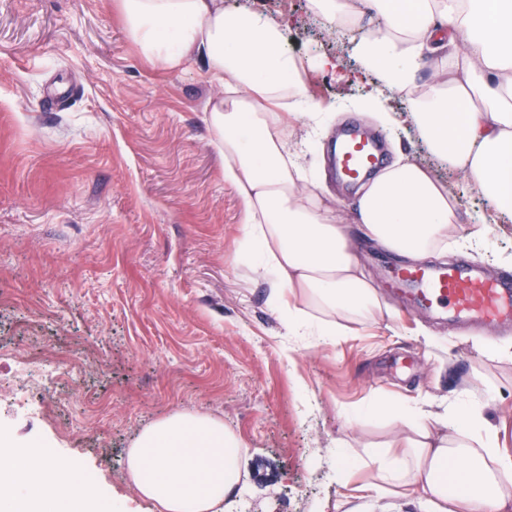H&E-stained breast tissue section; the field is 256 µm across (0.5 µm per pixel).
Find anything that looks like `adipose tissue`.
I'll return each instance as SVG.
<instances>
[{
	"label": "adipose tissue",
	"instance_id": "1",
	"mask_svg": "<svg viewBox=\"0 0 512 512\" xmlns=\"http://www.w3.org/2000/svg\"><path fill=\"white\" fill-rule=\"evenodd\" d=\"M337 33L361 36L353 51L377 86L360 104L387 124L384 94L406 98L430 152L469 177L498 212L512 215V0H309ZM127 38L149 65L178 71L202 62L222 91L206 106L245 217L244 245L268 283L267 303L292 336L332 342L384 305L351 249L344 224L325 204L326 185H307L288 147L285 113L324 127L328 108L300 80L301 61L285 28L261 12H228L224 0H113ZM382 19L361 32L364 15ZM429 78H422V71ZM362 235L420 261L447 250L464 222L457 196L427 168L386 167L357 200ZM299 292L311 307L292 303ZM367 415L391 421L388 441L341 454L343 468L373 467L411 485L433 512H512V451L475 402L444 412L370 399ZM445 423L450 434L435 435ZM242 448L221 419L174 413L148 425L127 454L136 493L158 512H218L240 480ZM0 512H111L80 469L47 448L14 446L0 433Z\"/></svg>",
	"mask_w": 512,
	"mask_h": 512
}]
</instances>
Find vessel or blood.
<instances>
[{
	"label": "vessel or blood",
	"instance_id": "vessel-or-blood-1",
	"mask_svg": "<svg viewBox=\"0 0 512 512\" xmlns=\"http://www.w3.org/2000/svg\"><path fill=\"white\" fill-rule=\"evenodd\" d=\"M336 164L343 180L365 181L383 167L380 145L348 132L341 138ZM391 273L392 288L412 293L420 308L478 324L512 321V274L484 277L463 260L434 267L396 265Z\"/></svg>",
	"mask_w": 512,
	"mask_h": 512
}]
</instances>
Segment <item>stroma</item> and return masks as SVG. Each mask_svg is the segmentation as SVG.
<instances>
[{"instance_id":"35a3bbf8","label":"stroma","mask_w":512,"mask_h":512,"mask_svg":"<svg viewBox=\"0 0 512 512\" xmlns=\"http://www.w3.org/2000/svg\"><path fill=\"white\" fill-rule=\"evenodd\" d=\"M287 20L310 93L448 184L472 216L490 219L478 245L461 227L448 260L484 275L512 273V218L496 214L462 175L433 156L389 95L392 123L355 104L374 78L308 0H224ZM218 83L202 63L164 72L129 42L112 0H0V429L39 444L113 496L153 512L133 490L135 436L179 411L221 418L240 440L242 480L223 512H427L409 485L375 488L369 469L337 474L342 445L385 440L383 419L354 423L365 399L497 398L483 414L512 450V324L473 329L415 310L382 285L402 256L364 239L356 193L331 169L333 137L292 120L288 140L327 202L388 314L324 344L289 336L267 304V282L242 247V210L224 182L204 120ZM60 99L57 110L43 107Z\"/></svg>"}]
</instances>
